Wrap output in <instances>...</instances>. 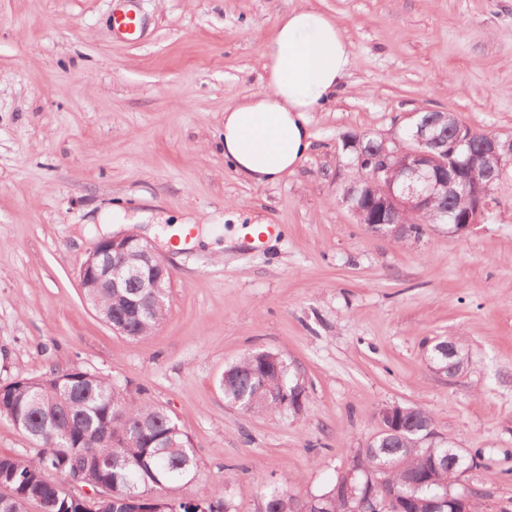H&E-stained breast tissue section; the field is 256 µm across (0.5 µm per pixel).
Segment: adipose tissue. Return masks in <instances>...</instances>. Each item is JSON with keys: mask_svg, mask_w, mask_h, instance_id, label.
I'll use <instances>...</instances> for the list:
<instances>
[{"mask_svg": "<svg viewBox=\"0 0 512 512\" xmlns=\"http://www.w3.org/2000/svg\"><path fill=\"white\" fill-rule=\"evenodd\" d=\"M265 87L224 110V162L244 180L273 184L312 149L308 113L341 90L350 49L336 21L310 6L278 17L265 47Z\"/></svg>", "mask_w": 512, "mask_h": 512, "instance_id": "adipose-tissue-1", "label": "adipose tissue"}]
</instances>
